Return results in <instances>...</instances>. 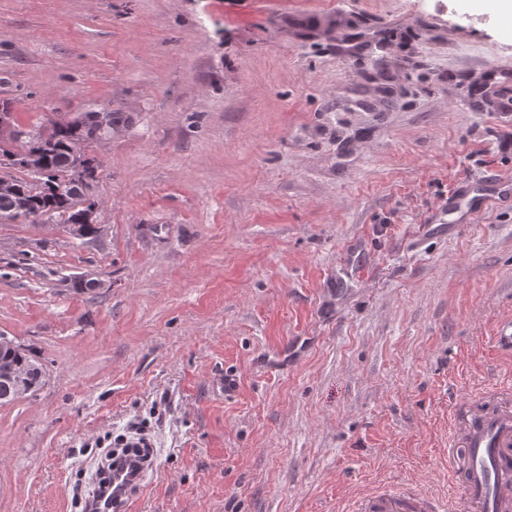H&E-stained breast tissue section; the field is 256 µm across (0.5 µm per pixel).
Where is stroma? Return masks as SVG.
Listing matches in <instances>:
<instances>
[{
    "label": "stroma",
    "instance_id": "obj_1",
    "mask_svg": "<svg viewBox=\"0 0 512 512\" xmlns=\"http://www.w3.org/2000/svg\"><path fill=\"white\" fill-rule=\"evenodd\" d=\"M512 22L494 0H0L20 129L109 108L104 233L0 222V512H78L83 446L149 420L123 512H347L448 488L458 403L512 377ZM98 281L94 290L83 278ZM460 198H458L453 206L448 210V216L452 215L457 211L465 210V212H477L484 208L487 205V202L490 200L489 196H483V194H476L472 197H467L469 192L467 187H462L460 190ZM11 373L24 377L30 392L37 391L43 384V365L26 355L19 345L10 349H0V403H9L15 398L14 382Z\"/></svg>",
    "mask_w": 512,
    "mask_h": 512
}]
</instances>
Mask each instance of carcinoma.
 Returning <instances> with one entry per match:
<instances>
[{
    "mask_svg": "<svg viewBox=\"0 0 512 512\" xmlns=\"http://www.w3.org/2000/svg\"><path fill=\"white\" fill-rule=\"evenodd\" d=\"M55 126L51 141L47 148L32 161V165L23 168L26 177L14 178L17 192L11 197L0 196V219L20 216L19 205L27 203L29 208L42 211V216L50 220L63 218V223L71 221L73 213L60 210L56 202L53 186L58 184L59 175L66 168L70 156L71 138L74 128L61 122ZM39 178L44 182L42 193L30 195V180ZM24 377L30 391H37L43 384V365L38 360L26 355L20 346L13 349H0V403L6 404L14 400V382L11 374Z\"/></svg>",
    "mask_w": 512,
    "mask_h": 512,
    "instance_id": "cac0c4a2",
    "label": "carcinoma"
}]
</instances>
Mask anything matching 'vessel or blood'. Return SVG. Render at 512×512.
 Instances as JSON below:
<instances>
[{
	"label": "vessel or blood",
	"mask_w": 512,
	"mask_h": 512,
	"mask_svg": "<svg viewBox=\"0 0 512 512\" xmlns=\"http://www.w3.org/2000/svg\"><path fill=\"white\" fill-rule=\"evenodd\" d=\"M448 474L461 478L460 493L389 487L354 499L351 512H512V383L476 407L456 408Z\"/></svg>",
	"instance_id": "b4317fda"
}]
</instances>
